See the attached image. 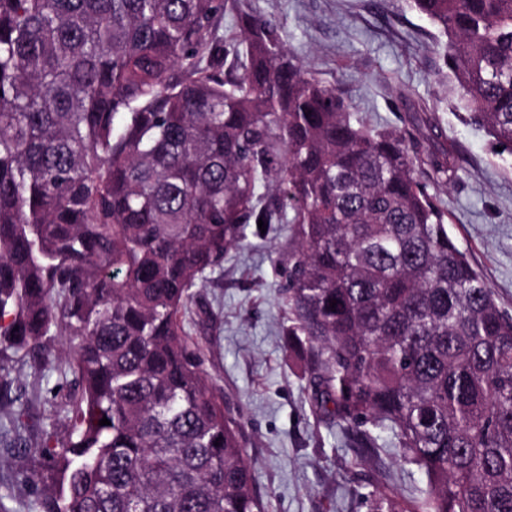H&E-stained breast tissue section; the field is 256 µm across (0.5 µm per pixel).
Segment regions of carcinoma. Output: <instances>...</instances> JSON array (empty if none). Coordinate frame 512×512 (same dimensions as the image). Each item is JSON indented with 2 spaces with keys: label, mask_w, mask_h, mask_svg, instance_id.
Segmentation results:
<instances>
[{
  "label": "carcinoma",
  "mask_w": 512,
  "mask_h": 512,
  "mask_svg": "<svg viewBox=\"0 0 512 512\" xmlns=\"http://www.w3.org/2000/svg\"><path fill=\"white\" fill-rule=\"evenodd\" d=\"M411 4L512 153V0ZM282 28L241 0H0V402L28 359L70 386L62 439L0 419L46 462L35 512H268L184 326L260 220L295 225L281 298L315 408L425 478L369 512H512V316L428 193L452 152L365 130Z\"/></svg>",
  "instance_id": "1"
}]
</instances>
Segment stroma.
Returning a JSON list of instances; mask_svg holds the SVG:
<instances>
[{
  "label": "stroma",
  "mask_w": 512,
  "mask_h": 512,
  "mask_svg": "<svg viewBox=\"0 0 512 512\" xmlns=\"http://www.w3.org/2000/svg\"><path fill=\"white\" fill-rule=\"evenodd\" d=\"M250 12L281 18V38L304 69L335 89L368 127L452 147L455 175L429 192L445 210L448 234L512 314V154L497 151L472 124L440 56L437 28L410 0H244ZM418 102L420 111L410 109ZM246 246L194 289L190 339L204 351L212 392L240 425L269 512H366L359 495L379 487L419 499L424 483L389 435L365 456L355 436L312 405L302 363L287 348L280 283L288 273L290 224L246 230ZM13 391L32 415L65 436L67 397L49 398L55 372L17 365ZM41 461L11 453L0 466V512H30L24 477Z\"/></svg>",
  "instance_id": "35a3bbf8"
}]
</instances>
